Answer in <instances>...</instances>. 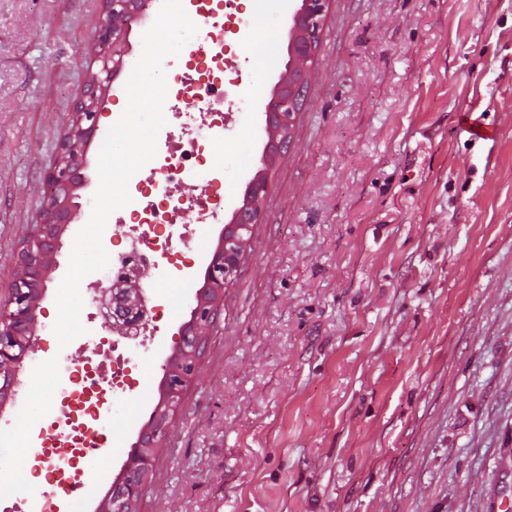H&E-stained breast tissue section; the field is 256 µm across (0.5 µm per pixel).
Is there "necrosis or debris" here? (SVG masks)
Masks as SVG:
<instances>
[{"label":"necrosis or debris","mask_w":512,"mask_h":512,"mask_svg":"<svg viewBox=\"0 0 512 512\" xmlns=\"http://www.w3.org/2000/svg\"><path fill=\"white\" fill-rule=\"evenodd\" d=\"M197 12L207 23L202 43L168 60L166 78L172 99L192 97L203 103L205 110L188 138L166 134L165 149L155 159L157 179L145 185H131L133 193L147 198V206L130 210L125 222L116 226L123 245L141 255L156 257L171 268L192 257L194 237L190 227L176 239L169 232L181 209L173 199V188L208 175L213 192L197 200L196 221L213 224L219 219L222 195L213 176L211 149L214 140L223 137L226 129L224 91L241 81L240 73L229 74L224 69L228 48L226 26L231 23L244 30L254 20L253 15L241 12L239 0H197ZM117 349V343L106 337L95 348L97 356L112 361L110 375L104 380L92 360L64 365L53 430L47 433L43 448L46 484H82L84 459L89 449L103 440V427L113 399L129 395L138 387L135 363L131 357L118 354Z\"/></svg>","instance_id":"obj_1"}]
</instances>
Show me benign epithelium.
I'll return each mask as SVG.
<instances>
[{
  "mask_svg": "<svg viewBox=\"0 0 512 512\" xmlns=\"http://www.w3.org/2000/svg\"><path fill=\"white\" fill-rule=\"evenodd\" d=\"M329 0H300L299 7L291 18L288 36L291 40V54L286 65V75L279 83L290 84L295 80H310L315 45L321 29ZM107 13L99 30L100 55L104 58L116 52L124 39L128 16L131 14V0H106ZM280 122L278 127L266 126L270 137L287 140L298 113L296 97L293 94L277 97ZM77 131L60 144V160L48 176L50 192L45 197L43 207L46 223L25 242L17 254L20 274L13 284L11 295L0 316V378L5 388L14 384V368L21 363L32 350L33 301L39 297L44 286V275L48 258L58 247L55 228L67 224L71 213L64 201L71 188L72 172L81 165L86 142L97 130L99 112L95 87L86 91L84 99L76 105ZM267 190V181L262 177L252 178L246 188L243 205L233 213L231 223L243 224L245 232L236 240V247L229 249L219 246L211 256L205 272L204 287L212 297L213 307L206 308L202 302L203 290L195 295V307L192 318L178 332L175 353L188 360L197 361L200 351L206 343L208 330L216 314L214 303L224 298V288L238 276L247 248L250 245V230L257 223L262 202ZM144 266L130 256L123 262L115 278L100 283L98 300L102 307L105 324L112 331L128 336L131 330L139 327L148 313L146 298L141 281ZM171 366L164 369V390L169 404L180 403L187 387L193 380L184 376L175 382L170 377ZM158 427L153 442L147 448L137 447L131 451L122 466V472L113 482L117 494L110 497L108 503L98 512H130L142 493L143 482L150 474L155 459V448L160 444L159 435L166 423L167 407L158 409Z\"/></svg>",
  "mask_w": 512,
  "mask_h": 512,
  "instance_id": "benign-epithelium-1",
  "label": "benign epithelium"
}]
</instances>
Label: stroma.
<instances>
[{"mask_svg": "<svg viewBox=\"0 0 512 512\" xmlns=\"http://www.w3.org/2000/svg\"><path fill=\"white\" fill-rule=\"evenodd\" d=\"M295 0H263L234 46L242 84L212 146L219 223L189 270L143 284L165 316L137 389L111 410L112 467H84L88 512L162 396L173 335L219 235L261 170L263 109L288 62ZM105 0H0V300L43 221L47 175L76 128ZM142 52L136 26L100 91L102 136ZM494 130L471 136L462 121ZM251 246L171 415L138 512H501L512 502V0H330L287 148L266 169ZM94 187L73 188L34 308L35 345L0 400V474L50 422L58 361L81 360L104 319L66 347L52 331L71 244Z\"/></svg>", "mask_w": 512, "mask_h": 512, "instance_id": "stroma-1", "label": "stroma"}]
</instances>
